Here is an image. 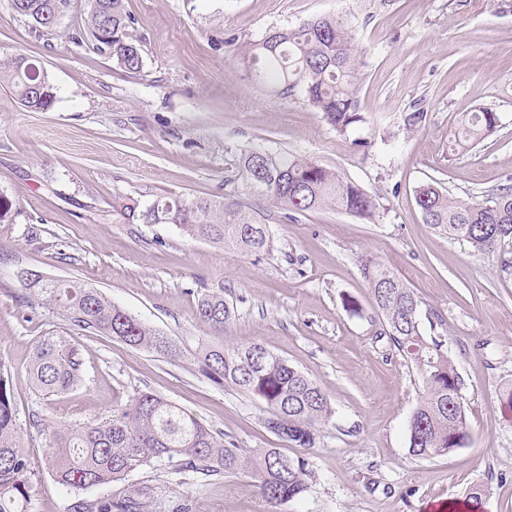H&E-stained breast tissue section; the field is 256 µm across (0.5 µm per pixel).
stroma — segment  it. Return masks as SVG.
Masks as SVG:
<instances>
[{"label":"stroma","mask_w":512,"mask_h":512,"mask_svg":"<svg viewBox=\"0 0 512 512\" xmlns=\"http://www.w3.org/2000/svg\"><path fill=\"white\" fill-rule=\"evenodd\" d=\"M87 0L52 29L0 0V61L22 54L46 70L55 100L21 106L0 84V361L14 377L24 448L41 458L45 429L101 418L139 391L162 395L225 440L305 459L308 492L272 508L244 472L201 479L162 460L120 482L74 492L33 480L27 512L155 488L145 512H512V246L480 254L424 224L418 188L481 196L512 178V0H125L143 67L130 73L75 26ZM356 28L364 122L337 133L300 95L257 82L243 62L269 32L318 17ZM483 108L497 127L461 151L453 131ZM423 113L414 127L404 119ZM261 147L340 171L376 201L373 220L328 208L286 219L271 209L272 255L255 256L144 223L157 197L222 199L239 150ZM129 198L137 212H120ZM379 257L413 289L423 336L442 341L463 386L466 447L430 459L408 450L418 372L384 335L358 269ZM76 278L160 330L172 359L80 332L84 381L32 391L33 343L68 331L56 309L25 297L21 275ZM220 288L235 314L216 332L195 317ZM360 311L351 313L346 301ZM258 342L326 393L335 411L315 443L270 433L258 398L217 385L193 360L201 345Z\"/></svg>","instance_id":"1"}]
</instances>
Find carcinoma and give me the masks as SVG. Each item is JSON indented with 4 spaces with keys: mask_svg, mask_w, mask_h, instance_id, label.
<instances>
[{
    "mask_svg": "<svg viewBox=\"0 0 512 512\" xmlns=\"http://www.w3.org/2000/svg\"><path fill=\"white\" fill-rule=\"evenodd\" d=\"M71 0H11L18 16L45 29L53 28ZM85 26L95 46L106 48L130 73L142 69L140 46L128 33L129 14L123 0H88ZM248 68L283 94L300 91L303 100L339 133L365 121L356 84L361 57L351 24L319 17L252 45ZM0 83L31 111L49 109L53 86L46 70L18 55L0 66ZM499 116L489 108L466 117L454 131L455 146L468 150L493 131ZM240 185L221 200L171 194L161 196L143 214L148 224H173L185 236L255 255H269L273 239L264 223L268 214L247 205L244 197L263 200L293 218L325 206L358 216L375 217L374 199L338 171L307 157L276 156L246 149L238 156ZM424 223L477 252L512 242V185L480 200L459 199L433 184L416 191ZM362 278L374 296L388 336L398 352L415 366L424 392L408 423L409 453L420 459L443 456L468 443L462 381L443 344L422 336L419 302L379 257L359 261ZM26 293L52 304L69 325L82 332L116 338L126 345L164 357L181 349L158 330L116 305L98 289L77 280L29 273ZM196 317L217 332L232 317L224 289H212L197 303ZM204 376L259 397L268 409L265 424L277 436L300 447L314 444L319 428L335 414L322 388L300 369L255 342L204 349L197 357ZM29 381L43 396L64 394L83 381L81 353L71 337L54 333L32 347ZM178 459L179 473L202 476L244 471L258 482L275 505L305 494L312 480L307 463L288 459L279 448L246 451L224 440L200 419L163 396L141 391L100 419L60 424L50 429L41 460L23 447V431L15 404L12 375L0 361V512H27L36 472L45 470L63 488L87 490L125 479L130 473L163 459ZM290 460L288 469L279 459ZM153 489L143 486L124 498L83 501L75 512H143Z\"/></svg>",
    "mask_w": 512,
    "mask_h": 512,
    "instance_id": "cac0c4a2",
    "label": "carcinoma"
}]
</instances>
